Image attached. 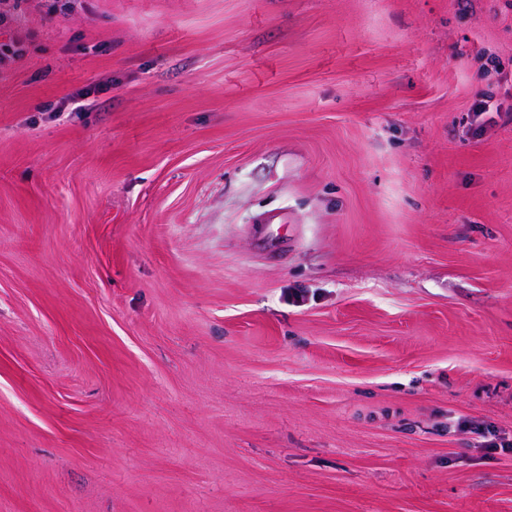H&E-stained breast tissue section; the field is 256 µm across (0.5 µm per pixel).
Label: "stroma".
I'll return each mask as SVG.
<instances>
[{
	"label": "stroma",
	"instance_id": "1",
	"mask_svg": "<svg viewBox=\"0 0 512 512\" xmlns=\"http://www.w3.org/2000/svg\"><path fill=\"white\" fill-rule=\"evenodd\" d=\"M53 5L0 34V512H512L457 425L512 440V0Z\"/></svg>",
	"mask_w": 512,
	"mask_h": 512
}]
</instances>
